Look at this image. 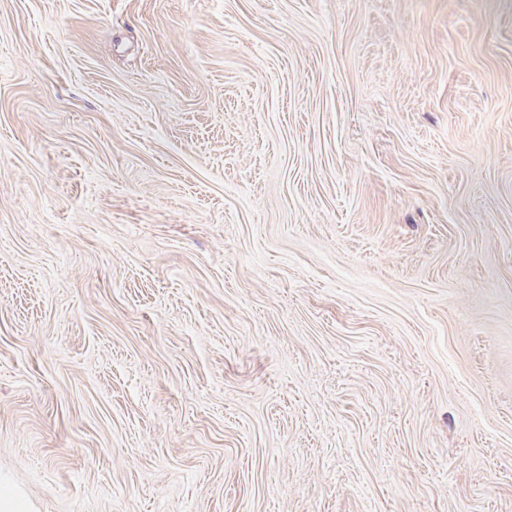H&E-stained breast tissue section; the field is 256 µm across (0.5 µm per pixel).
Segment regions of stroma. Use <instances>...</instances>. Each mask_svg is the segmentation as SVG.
I'll list each match as a JSON object with an SVG mask.
<instances>
[{"mask_svg": "<svg viewBox=\"0 0 512 512\" xmlns=\"http://www.w3.org/2000/svg\"><path fill=\"white\" fill-rule=\"evenodd\" d=\"M0 512H512V0H0Z\"/></svg>", "mask_w": 512, "mask_h": 512, "instance_id": "1", "label": "stroma"}]
</instances>
